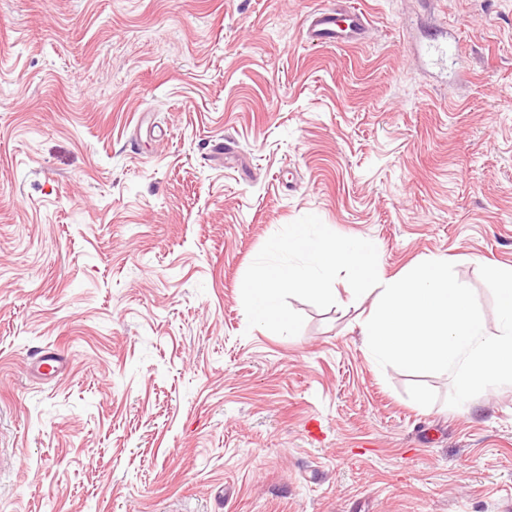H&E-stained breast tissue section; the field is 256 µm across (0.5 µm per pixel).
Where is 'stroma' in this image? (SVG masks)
I'll return each instance as SVG.
<instances>
[{"label":"stroma","instance_id":"1","mask_svg":"<svg viewBox=\"0 0 512 512\" xmlns=\"http://www.w3.org/2000/svg\"><path fill=\"white\" fill-rule=\"evenodd\" d=\"M334 4L367 32L309 44ZM307 214L387 279L452 262L496 330L512 0H0V512H512V385L372 363L378 289L248 328ZM65 360L55 350L45 351L36 361L33 370L42 379H49L64 371Z\"/></svg>","mask_w":512,"mask_h":512}]
</instances>
